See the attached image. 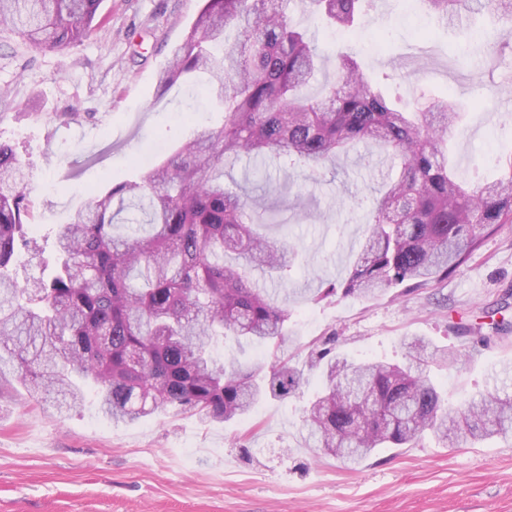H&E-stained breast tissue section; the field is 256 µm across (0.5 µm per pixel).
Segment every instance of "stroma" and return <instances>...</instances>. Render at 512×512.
I'll return each instance as SVG.
<instances>
[{"instance_id": "35a3bbf8", "label": "stroma", "mask_w": 512, "mask_h": 512, "mask_svg": "<svg viewBox=\"0 0 512 512\" xmlns=\"http://www.w3.org/2000/svg\"><path fill=\"white\" fill-rule=\"evenodd\" d=\"M201 0H102L98 29L83 43L42 52L0 33V143L30 177L33 218L25 228L38 251L20 248L21 282L48 277L54 230L96 193L144 169L142 154H167L221 113L204 91L159 88V75ZM287 12L307 25L333 75L334 52L356 53L385 94L404 108L421 94L448 96L463 119L450 136L462 178L497 177L495 159L512 151V35L491 18L447 28L419 0H374L367 21L344 37L307 20L300 0ZM499 94H492V87ZM72 113L69 123L56 120ZM279 190L268 236L298 248L287 280L288 354L305 383L260 402L244 418L207 422L168 410L114 422L94 397L60 413L34 401L12 375L0 378V512H512V441L456 448L427 434L407 448H382L355 469L307 447L303 411L320 382L308 356L332 339L349 358L405 363L402 339L423 336L470 352L465 369L437 362L430 376L450 403L494 389L512 394V224L487 237L454 275L376 298L319 302L322 283L344 279L367 229L380 181L377 167L351 151L319 176L303 167H266ZM354 196L338 205L342 188ZM303 206H296V198ZM487 345H475L476 337Z\"/></svg>"}]
</instances>
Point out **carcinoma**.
<instances>
[{
    "mask_svg": "<svg viewBox=\"0 0 512 512\" xmlns=\"http://www.w3.org/2000/svg\"><path fill=\"white\" fill-rule=\"evenodd\" d=\"M303 11L339 29L364 17L363 0H300ZM449 27L489 9L512 32V0H421ZM287 0H204L159 77L161 91L204 81L224 112L135 179L115 183L57 227L53 274L31 296L13 274L31 216L28 174L0 143V379L9 372L33 399L61 392L66 408L93 389L99 409L136 422L176 408L205 420L249 414L266 393L285 398L303 374L288 360V306L251 277L288 276L296 247L259 231L272 209L256 189H230L224 170L254 155L313 170L357 146L399 169L374 202L368 235L346 278L321 300L374 297L418 288L466 264L484 239L512 224V153L492 181H467L448 161L461 112L430 97L409 112L386 97L357 59L336 56V75L318 98L303 90L322 71L307 30ZM99 0H0V32L56 52L89 38ZM145 220L117 232L128 207ZM235 263L226 262V257ZM269 344V358L243 367L213 355L214 344ZM409 363L353 362L330 348L310 355L322 383L304 410L315 450L358 465L378 448H405L424 432L455 448L512 440V396L448 404L427 366L467 362L421 336L403 340Z\"/></svg>",
    "mask_w": 512,
    "mask_h": 512,
    "instance_id": "1",
    "label": "carcinoma"
}]
</instances>
